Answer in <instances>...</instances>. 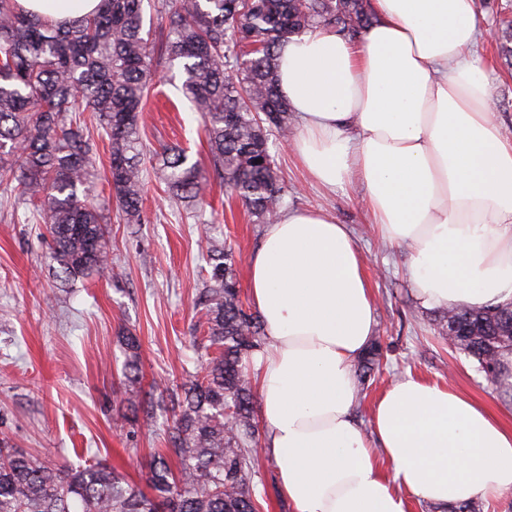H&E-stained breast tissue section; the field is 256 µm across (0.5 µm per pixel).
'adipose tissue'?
I'll return each mask as SVG.
<instances>
[{
	"mask_svg": "<svg viewBox=\"0 0 512 512\" xmlns=\"http://www.w3.org/2000/svg\"><path fill=\"white\" fill-rule=\"evenodd\" d=\"M65 22L100 0H18ZM360 42L329 28L289 37L277 78L299 119L290 144L311 179L359 182L370 223L409 245L417 301L512 302V137L478 50L475 0H371ZM365 259L347 225L291 209L248 265L268 345L252 364L278 488L290 512H407L512 493V425L448 387L406 378L353 417L351 370L373 336ZM390 463L382 470L379 459Z\"/></svg>",
	"mask_w": 512,
	"mask_h": 512,
	"instance_id": "obj_1",
	"label": "adipose tissue"
}]
</instances>
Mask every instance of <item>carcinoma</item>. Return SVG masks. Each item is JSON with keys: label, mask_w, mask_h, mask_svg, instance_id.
Returning a JSON list of instances; mask_svg holds the SVG:
<instances>
[{"label": "carcinoma", "mask_w": 512, "mask_h": 512, "mask_svg": "<svg viewBox=\"0 0 512 512\" xmlns=\"http://www.w3.org/2000/svg\"><path fill=\"white\" fill-rule=\"evenodd\" d=\"M167 24L144 28L145 5ZM374 20L369 0H100L97 13L54 24L0 0V188L45 215L49 258L66 277L104 275L109 267L105 217L94 203L96 145L77 119L91 112L108 137L107 185L126 224H142L143 148L139 115L156 88L159 67L176 68L179 90L199 112L212 171L179 147L153 154L170 196L202 200L210 173L259 224L280 213L284 187L269 135L290 130L276 83V56L291 35L331 28L350 41ZM209 284L202 379L165 390L122 418L154 424L174 415L168 451L146 466L150 492L103 462L76 468L40 461L0 442V512H260L257 497L255 395L245 362L265 344L260 316L243 309L231 251L206 246ZM460 322L462 336L448 335ZM512 303L447 310L439 334L479 372L496 369L493 388L512 397ZM123 377L137 394L140 341L121 334ZM382 352L374 338L356 366L365 387Z\"/></svg>", "instance_id": "carcinoma-1"}]
</instances>
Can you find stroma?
<instances>
[{"label":"stroma","mask_w":512,"mask_h":512,"mask_svg":"<svg viewBox=\"0 0 512 512\" xmlns=\"http://www.w3.org/2000/svg\"><path fill=\"white\" fill-rule=\"evenodd\" d=\"M486 31L482 47L494 71L497 120L512 135V63L496 33L512 20V0H476ZM145 156L165 146L185 149L208 164L200 116L172 85L150 99L140 116ZM285 186L284 208H322L348 225L365 256L373 288L375 335L383 344L382 367L371 378L355 421L372 431L373 408L393 382L411 376L449 386L512 422V398L499 396L474 359L449 348L436 325L442 310L426 309L413 297L408 251L382 241L369 224L362 191L336 193L312 184L281 138L271 137ZM98 202L108 219L111 270L106 277L57 278L43 237L41 216L0 193V439L24 452L65 465L107 461L136 484L154 452L164 449L163 426L122 421L128 396L122 377L124 352L118 333L141 341L143 389H174L197 373L203 360L193 343L207 332L198 305L209 268L200 240L249 256L265 232L223 183L211 180L202 204H173L154 170L145 173L147 220L129 225L114 199Z\"/></svg>","instance_id":"1"}]
</instances>
